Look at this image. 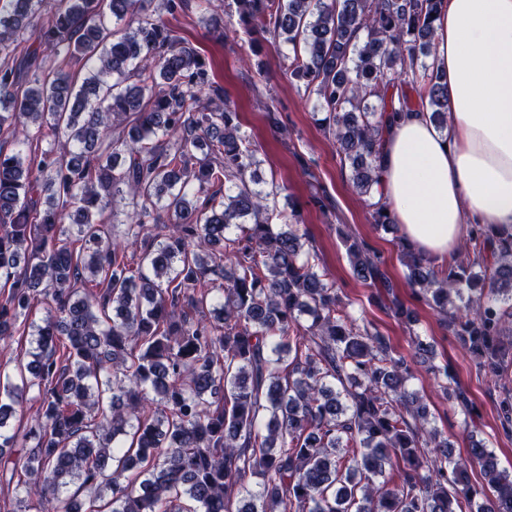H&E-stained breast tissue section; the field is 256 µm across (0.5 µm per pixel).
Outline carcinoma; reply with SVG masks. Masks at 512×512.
I'll return each instance as SVG.
<instances>
[{
	"label": "carcinoma",
	"mask_w": 512,
	"mask_h": 512,
	"mask_svg": "<svg viewBox=\"0 0 512 512\" xmlns=\"http://www.w3.org/2000/svg\"><path fill=\"white\" fill-rule=\"evenodd\" d=\"M54 2L48 15L43 0L0 4V132L13 134L0 144V350L31 336L29 361L0 364V476L37 512H512V472L473 431L453 458L412 388L428 364L474 421L381 255L339 229L409 358L349 312L301 213L277 210L237 105L165 20L188 0ZM232 2L248 36L288 46L284 74L324 114L371 223L391 230L375 199L384 127L420 105L448 124L431 61L443 0ZM59 58L86 67L82 81ZM398 247L415 297L498 381L512 365V232L469 225L440 269ZM32 391L34 425L8 429ZM497 412L509 431L511 390Z\"/></svg>",
	"instance_id": "cac0c4a2"
}]
</instances>
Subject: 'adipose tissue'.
<instances>
[{
  "label": "adipose tissue",
  "mask_w": 512,
  "mask_h": 512,
  "mask_svg": "<svg viewBox=\"0 0 512 512\" xmlns=\"http://www.w3.org/2000/svg\"><path fill=\"white\" fill-rule=\"evenodd\" d=\"M432 61L448 86V126L416 108L383 137L380 190L404 239L435 263L465 224L512 227V0H447Z\"/></svg>",
  "instance_id": "ef3b65f1"
}]
</instances>
